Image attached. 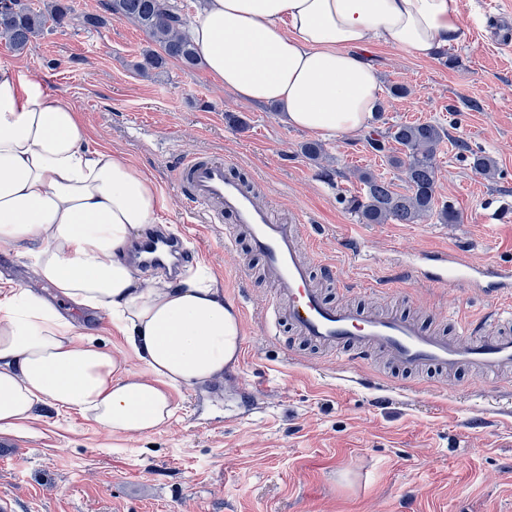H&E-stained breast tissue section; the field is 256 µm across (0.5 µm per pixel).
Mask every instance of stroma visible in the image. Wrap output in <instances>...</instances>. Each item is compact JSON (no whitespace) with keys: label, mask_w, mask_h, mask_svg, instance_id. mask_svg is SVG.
Returning a JSON list of instances; mask_svg holds the SVG:
<instances>
[{"label":"stroma","mask_w":512,"mask_h":512,"mask_svg":"<svg viewBox=\"0 0 512 512\" xmlns=\"http://www.w3.org/2000/svg\"><path fill=\"white\" fill-rule=\"evenodd\" d=\"M68 22L32 48L0 38V67L70 101L88 145L117 151L157 183L165 200L155 231L181 235L239 309L245 351L235 374L175 394L172 420L130 438L79 414L37 411L30 431L0 447V499L11 512H512V375L476 377L469 367L443 377L407 374L374 359L346 369L297 339L288 324L270 335L276 301L231 222L203 223L174 184L172 165L198 152L231 161L256 184L275 221L304 224L319 257L334 261L332 303L409 315L455 336L487 309L468 288H429L400 279L396 267L421 250L461 249L480 262L512 266V49L489 33L484 0H461L462 35L424 60L375 47L381 88L379 128L432 122L445 137L436 155V198L460 221L361 224L341 201L370 171L406 184L365 133L325 136L318 161L300 152L313 135L283 123L273 107L225 91L206 65L169 61L145 77L135 65L148 46L102 0H65ZM104 17L88 26L87 16ZM408 93L394 97L391 86ZM244 117L245 127L226 114ZM483 152L498 168L477 173ZM363 242L343 246L347 228ZM33 244L0 250V285L46 297L55 288L33 265ZM256 386L260 412L244 414L238 392Z\"/></svg>","instance_id":"35a3bbf8"}]
</instances>
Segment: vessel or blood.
<instances>
[{
	"label": "vessel or blood",
	"mask_w": 512,
	"mask_h": 512,
	"mask_svg": "<svg viewBox=\"0 0 512 512\" xmlns=\"http://www.w3.org/2000/svg\"><path fill=\"white\" fill-rule=\"evenodd\" d=\"M173 176L188 200L201 207L205 223L220 224L229 218L245 231L281 298L271 312L274 321H286L315 348L347 353L353 361L381 354L408 373L423 367L451 373L464 365L481 374L512 369V336L488 333L503 317L500 300L512 297V266L488 267L456 251L420 252L421 262L435 264L430 275L420 265H402L403 277L428 285L469 288L482 279L496 282L487 291L490 309L477 324L478 335L434 333L406 317L327 302L311 272L312 252L304 227L272 222L266 208L229 174L223 157L185 155Z\"/></svg>",
	"instance_id": "obj_1"
}]
</instances>
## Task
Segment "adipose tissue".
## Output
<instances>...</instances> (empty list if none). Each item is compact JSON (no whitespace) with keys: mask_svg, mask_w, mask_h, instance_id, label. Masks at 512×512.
<instances>
[{"mask_svg":"<svg viewBox=\"0 0 512 512\" xmlns=\"http://www.w3.org/2000/svg\"><path fill=\"white\" fill-rule=\"evenodd\" d=\"M461 31L460 0H207L190 24L225 90L325 136L373 122L372 48L431 59ZM162 208L140 168L88 148L68 100L0 67V250L38 242L42 281L79 309L107 312L143 364L127 368L37 293L1 288L0 435L44 406L116 434L150 433L173 417L174 392L223 374L239 329L213 272L147 282L126 260L133 233Z\"/></svg>","mask_w":512,"mask_h":512,"instance_id":"1","label":"adipose tissue"}]
</instances>
